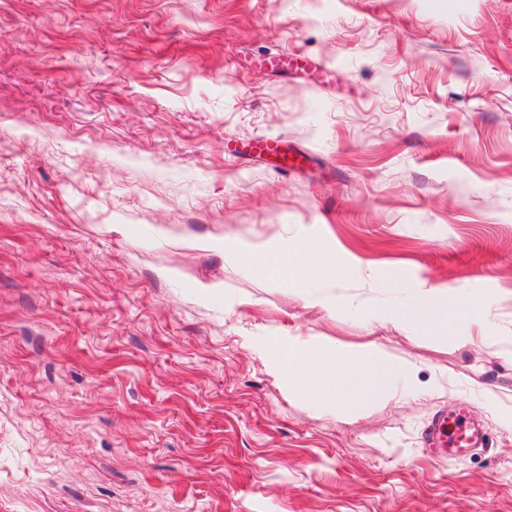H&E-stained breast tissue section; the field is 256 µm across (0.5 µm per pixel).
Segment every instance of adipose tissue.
<instances>
[{
  "label": "adipose tissue",
  "instance_id": "adipose-tissue-1",
  "mask_svg": "<svg viewBox=\"0 0 512 512\" xmlns=\"http://www.w3.org/2000/svg\"><path fill=\"white\" fill-rule=\"evenodd\" d=\"M219 248L232 263L253 264L272 259L279 271L316 287L309 306L326 311L335 309V297L323 291L325 284L335 282L345 273L335 252L310 244L290 251L231 239L224 240ZM371 316L380 324L417 326L436 336H460L470 325L482 323L485 309L478 300H459L444 289L423 286L399 304L373 309ZM254 350L276 379L298 393L315 396L336 413L393 398L395 383L412 368L411 363L398 361L373 346L351 350L311 336L260 341Z\"/></svg>",
  "mask_w": 512,
  "mask_h": 512
}]
</instances>
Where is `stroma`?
<instances>
[{"label":"stroma","mask_w":512,"mask_h":512,"mask_svg":"<svg viewBox=\"0 0 512 512\" xmlns=\"http://www.w3.org/2000/svg\"><path fill=\"white\" fill-rule=\"evenodd\" d=\"M227 238L334 251L335 311ZM417 283L475 343L372 321ZM258 336L414 378L338 419ZM509 339L512 0H0V512H512ZM434 426L438 433L448 427L445 446L448 447V457L463 456L473 448L487 445L482 427L469 418V408L464 403L438 415Z\"/></svg>","instance_id":"stroma-1"}]
</instances>
